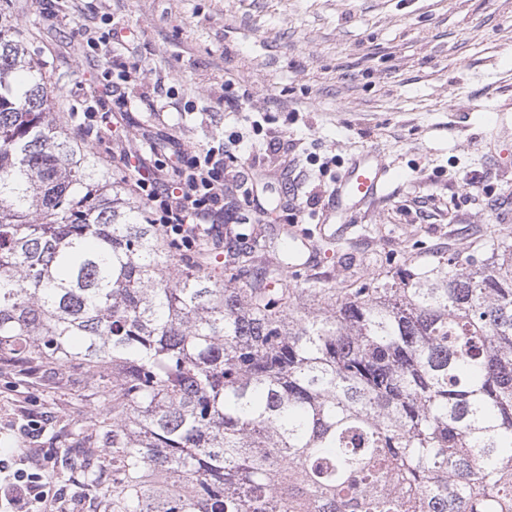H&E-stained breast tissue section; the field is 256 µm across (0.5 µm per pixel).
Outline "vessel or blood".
I'll return each instance as SVG.
<instances>
[{
  "mask_svg": "<svg viewBox=\"0 0 512 512\" xmlns=\"http://www.w3.org/2000/svg\"><path fill=\"white\" fill-rule=\"evenodd\" d=\"M388 165L372 153H364L352 161L336 184L334 207L342 215L343 229H351L353 214L359 202L381 196L385 190Z\"/></svg>",
  "mask_w": 512,
  "mask_h": 512,
  "instance_id": "1",
  "label": "vessel or blood"
}]
</instances>
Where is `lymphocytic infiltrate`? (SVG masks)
I'll return each instance as SVG.
<instances>
[{"instance_id": "1", "label": "lymphocytic infiltrate", "mask_w": 512, "mask_h": 512, "mask_svg": "<svg viewBox=\"0 0 512 512\" xmlns=\"http://www.w3.org/2000/svg\"><path fill=\"white\" fill-rule=\"evenodd\" d=\"M236 175L224 163L223 148L212 146L178 152L175 164H157L154 175L137 178L132 189L154 205V221L164 234L191 252L217 225L249 223L248 215L225 205ZM0 501L8 512H66L70 505L65 495L49 493L43 474L1 459Z\"/></svg>"}]
</instances>
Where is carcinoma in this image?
Masks as SVG:
<instances>
[{"label":"carcinoma","instance_id":"1","mask_svg":"<svg viewBox=\"0 0 512 512\" xmlns=\"http://www.w3.org/2000/svg\"><path fill=\"white\" fill-rule=\"evenodd\" d=\"M258 265L159 241L0 8V365L90 384L63 443L105 512H512L511 236L343 288Z\"/></svg>","mask_w":512,"mask_h":512}]
</instances>
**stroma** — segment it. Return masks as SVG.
I'll return each mask as SVG.
<instances>
[{
	"instance_id": "1",
	"label": "stroma",
	"mask_w": 512,
	"mask_h": 512,
	"mask_svg": "<svg viewBox=\"0 0 512 512\" xmlns=\"http://www.w3.org/2000/svg\"><path fill=\"white\" fill-rule=\"evenodd\" d=\"M62 2L0 0L36 50L57 124L116 119L115 133L86 143L124 188L154 169L113 161L114 139L159 156L223 145L243 172L234 197L249 200L265 238L289 230L318 243L290 287H339L388 258L428 263L469 251L487 228L512 233V0H84L81 20L101 34L85 53ZM104 15L133 50L108 39ZM116 60L142 74L121 99L102 86ZM368 149L392 179L342 236L328 197ZM71 402L68 374L47 388L0 371V448L20 441L22 414L41 419L35 445L53 491L71 489L62 471L74 453L52 439Z\"/></svg>"
}]
</instances>
